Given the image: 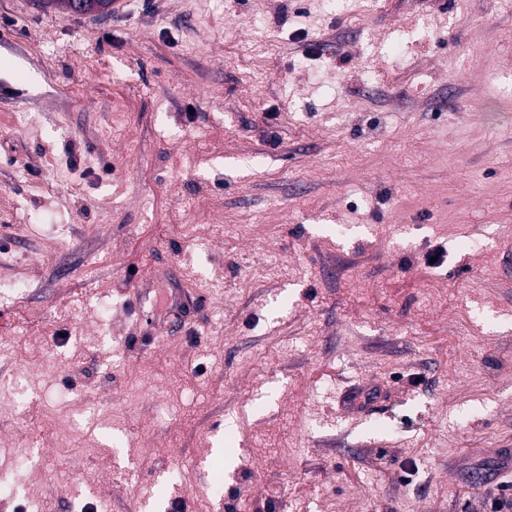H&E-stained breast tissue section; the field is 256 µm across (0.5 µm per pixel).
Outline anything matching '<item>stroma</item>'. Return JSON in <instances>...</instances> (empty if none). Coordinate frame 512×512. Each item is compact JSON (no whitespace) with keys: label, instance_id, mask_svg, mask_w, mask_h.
Returning <instances> with one entry per match:
<instances>
[{"label":"stroma","instance_id":"obj_1","mask_svg":"<svg viewBox=\"0 0 512 512\" xmlns=\"http://www.w3.org/2000/svg\"><path fill=\"white\" fill-rule=\"evenodd\" d=\"M507 99L512 0H0V512L512 489Z\"/></svg>","mask_w":512,"mask_h":512}]
</instances>
